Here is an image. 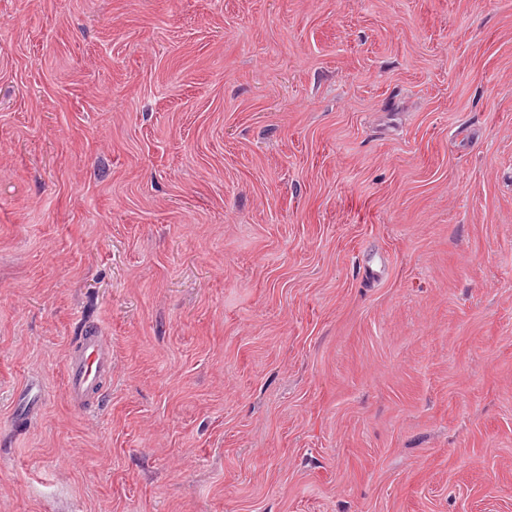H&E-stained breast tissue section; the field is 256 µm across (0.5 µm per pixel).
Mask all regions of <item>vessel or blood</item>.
I'll use <instances>...</instances> for the list:
<instances>
[{"label": "vessel or blood", "instance_id": "1", "mask_svg": "<svg viewBox=\"0 0 512 512\" xmlns=\"http://www.w3.org/2000/svg\"><path fill=\"white\" fill-rule=\"evenodd\" d=\"M111 368L112 353L105 346L100 332H86L77 352L67 362V390L71 402L82 404L97 396L103 378Z\"/></svg>", "mask_w": 512, "mask_h": 512}]
</instances>
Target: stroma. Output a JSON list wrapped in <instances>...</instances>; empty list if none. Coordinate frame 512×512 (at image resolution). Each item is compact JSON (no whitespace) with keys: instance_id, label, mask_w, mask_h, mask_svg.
I'll return each instance as SVG.
<instances>
[{"instance_id":"obj_1","label":"stroma","mask_w":512,"mask_h":512,"mask_svg":"<svg viewBox=\"0 0 512 512\" xmlns=\"http://www.w3.org/2000/svg\"><path fill=\"white\" fill-rule=\"evenodd\" d=\"M0 512H512V0H0ZM99 331H87L67 362V390L71 402L83 404L97 396L105 374L112 368V351Z\"/></svg>"}]
</instances>
